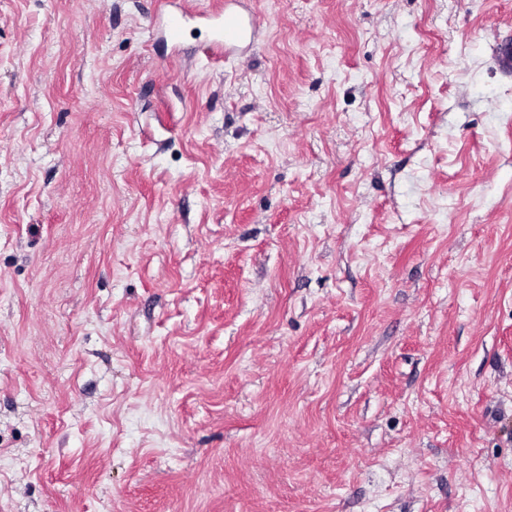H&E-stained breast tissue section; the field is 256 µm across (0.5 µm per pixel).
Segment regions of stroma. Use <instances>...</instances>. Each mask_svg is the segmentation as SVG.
<instances>
[{
    "label": "stroma",
    "instance_id": "35a3bbf8",
    "mask_svg": "<svg viewBox=\"0 0 512 512\" xmlns=\"http://www.w3.org/2000/svg\"><path fill=\"white\" fill-rule=\"evenodd\" d=\"M0 0V512H512V0ZM211 18L216 22L217 38L207 44V49L217 57H223L228 47L243 41L247 35V27L251 34L253 32L251 17L245 19L239 14L227 13L222 0H217L214 4Z\"/></svg>",
    "mask_w": 512,
    "mask_h": 512
}]
</instances>
